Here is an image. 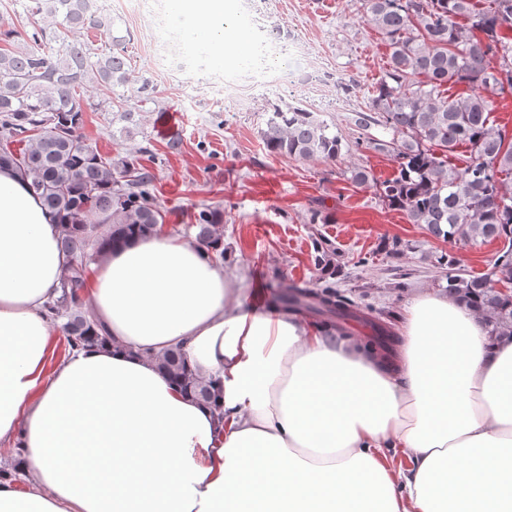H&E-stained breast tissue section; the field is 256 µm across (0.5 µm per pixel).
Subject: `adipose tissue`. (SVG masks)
Returning <instances> with one entry per match:
<instances>
[{
    "instance_id": "adipose-tissue-1",
    "label": "adipose tissue",
    "mask_w": 512,
    "mask_h": 512,
    "mask_svg": "<svg viewBox=\"0 0 512 512\" xmlns=\"http://www.w3.org/2000/svg\"><path fill=\"white\" fill-rule=\"evenodd\" d=\"M169 4L213 68L255 65L233 0ZM59 236L0 169V512H512V336L466 304L418 294L389 361L249 310L221 264L160 233L104 248L85 301L109 340L56 362ZM175 346L214 401L159 373Z\"/></svg>"
}]
</instances>
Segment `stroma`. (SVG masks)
Here are the masks:
<instances>
[{
    "instance_id": "35a3bbf8",
    "label": "stroma",
    "mask_w": 512,
    "mask_h": 512,
    "mask_svg": "<svg viewBox=\"0 0 512 512\" xmlns=\"http://www.w3.org/2000/svg\"><path fill=\"white\" fill-rule=\"evenodd\" d=\"M252 3L245 19L253 30L295 44L300 63L318 71L319 81L289 94L268 80L262 65L217 70L202 56L173 67L160 42L173 33L181 46L189 39L178 33L166 0H105L134 35L128 46L132 76L152 80L155 103L134 137L114 133L111 113L100 109L85 113L83 132L101 153L139 158L155 174L166 232L189 238L187 226L200 210L223 211L224 248L249 302L271 300L293 284L319 287L313 259L317 244L326 243L340 265L337 292L400 334L402 310L416 289L445 290L448 269L438 265L440 255H455L462 273L482 276L502 244L437 239L378 197L377 183L396 171L394 158L373 147L355 148L351 119L372 97L388 47L364 21L360 0ZM201 72L207 82H197ZM285 104L320 110L343 138L340 157L305 161L269 151L261 134L266 114ZM166 112L175 113L177 129L162 136L156 123ZM357 165L369 172L370 183L352 181ZM316 211L328 222L311 223Z\"/></svg>"
}]
</instances>
